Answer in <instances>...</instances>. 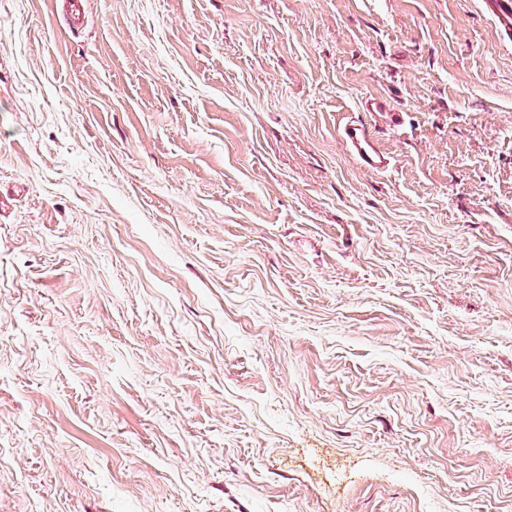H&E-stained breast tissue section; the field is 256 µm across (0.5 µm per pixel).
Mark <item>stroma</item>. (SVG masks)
I'll use <instances>...</instances> for the list:
<instances>
[{
	"label": "stroma",
	"mask_w": 512,
	"mask_h": 512,
	"mask_svg": "<svg viewBox=\"0 0 512 512\" xmlns=\"http://www.w3.org/2000/svg\"><path fill=\"white\" fill-rule=\"evenodd\" d=\"M1 193L0 512H512L491 0H0ZM340 139L360 167L369 172L388 168L389 157L381 149L376 129L361 120L350 119L339 126Z\"/></svg>",
	"instance_id": "1"
}]
</instances>
